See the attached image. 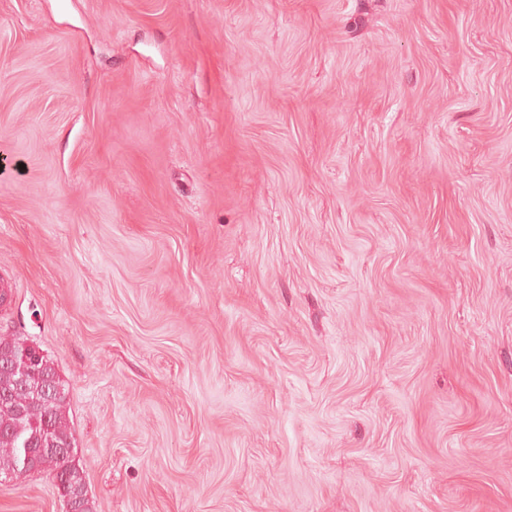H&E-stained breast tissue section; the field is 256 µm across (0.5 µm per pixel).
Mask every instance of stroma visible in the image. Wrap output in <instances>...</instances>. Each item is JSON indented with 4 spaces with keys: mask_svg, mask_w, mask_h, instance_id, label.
Segmentation results:
<instances>
[{
    "mask_svg": "<svg viewBox=\"0 0 512 512\" xmlns=\"http://www.w3.org/2000/svg\"><path fill=\"white\" fill-rule=\"evenodd\" d=\"M0 164L93 512H512V0H0Z\"/></svg>",
    "mask_w": 512,
    "mask_h": 512,
    "instance_id": "35a3bbf8",
    "label": "stroma"
}]
</instances>
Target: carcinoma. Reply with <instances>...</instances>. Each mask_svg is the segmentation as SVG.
I'll use <instances>...</instances> for the list:
<instances>
[{
  "label": "carcinoma",
  "instance_id": "carcinoma-1",
  "mask_svg": "<svg viewBox=\"0 0 512 512\" xmlns=\"http://www.w3.org/2000/svg\"><path fill=\"white\" fill-rule=\"evenodd\" d=\"M58 387L52 397L43 390L14 391L0 369V473L21 469L27 452L42 448L44 460L62 470L69 484L85 483L82 469L58 458L57 449L73 438L64 381Z\"/></svg>",
  "mask_w": 512,
  "mask_h": 512
}]
</instances>
